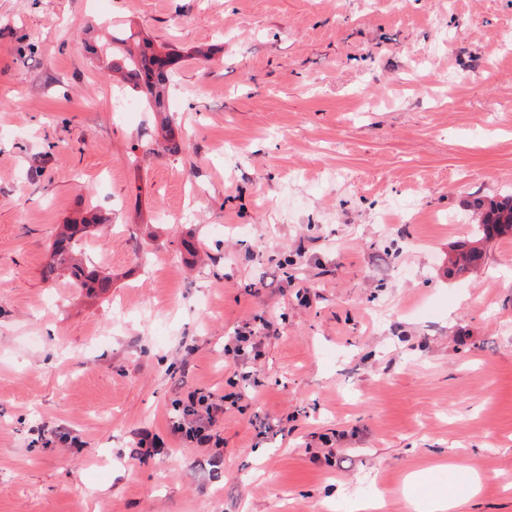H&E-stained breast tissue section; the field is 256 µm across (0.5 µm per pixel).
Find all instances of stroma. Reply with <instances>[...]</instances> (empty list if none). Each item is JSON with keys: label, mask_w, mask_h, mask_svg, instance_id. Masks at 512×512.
Segmentation results:
<instances>
[{"label": "stroma", "mask_w": 512, "mask_h": 512, "mask_svg": "<svg viewBox=\"0 0 512 512\" xmlns=\"http://www.w3.org/2000/svg\"><path fill=\"white\" fill-rule=\"evenodd\" d=\"M110 20L167 114L113 111ZM507 191L512 0H0V512H512V235L447 274ZM92 208L95 298L43 277ZM196 389L244 395L208 445ZM110 28L112 32L108 31ZM106 30L110 40L95 46L84 42L86 52L111 60L107 68L123 72L126 85L141 93L155 112H166L167 88L172 80V73L166 69L172 63L170 54H162L151 42L119 25L111 23ZM224 396L216 398L211 392L200 389L189 395V402L183 407L182 419L173 424L178 430L189 435H200L207 426H213L219 414L223 415L230 407L224 405ZM177 424V425H176Z\"/></svg>", "instance_id": "stroma-1"}]
</instances>
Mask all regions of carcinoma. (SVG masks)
I'll return each instance as SVG.
<instances>
[{
	"label": "carcinoma",
	"instance_id": "1",
	"mask_svg": "<svg viewBox=\"0 0 512 512\" xmlns=\"http://www.w3.org/2000/svg\"><path fill=\"white\" fill-rule=\"evenodd\" d=\"M109 40L97 45H84L86 52L109 60L108 68L123 72L125 83L133 91L142 94L156 112L166 111L167 88L172 73L167 69L172 63L168 53L159 52L151 42L118 25H112ZM471 207L478 215L477 235L458 244L454 255L448 257V275H462L476 269L485 261L484 244L512 233V194L498 199L476 198ZM102 219L89 211L81 219L63 226L52 246L51 261L44 271L47 279L59 269L70 271V277L78 288L92 293L105 294L112 288V281L78 261L82 240L90 228Z\"/></svg>",
	"mask_w": 512,
	"mask_h": 512
}]
</instances>
